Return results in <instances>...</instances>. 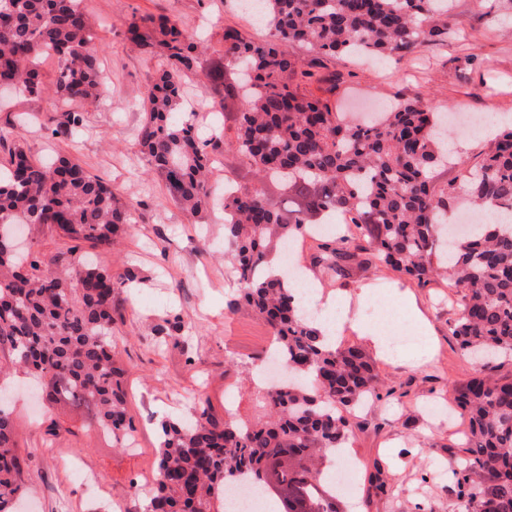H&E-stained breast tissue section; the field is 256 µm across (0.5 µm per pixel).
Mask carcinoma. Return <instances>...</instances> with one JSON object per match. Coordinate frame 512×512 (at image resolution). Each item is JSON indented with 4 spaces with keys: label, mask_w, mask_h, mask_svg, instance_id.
Here are the masks:
<instances>
[{
    "label": "carcinoma",
    "mask_w": 512,
    "mask_h": 512,
    "mask_svg": "<svg viewBox=\"0 0 512 512\" xmlns=\"http://www.w3.org/2000/svg\"><path fill=\"white\" fill-rule=\"evenodd\" d=\"M254 16L268 29L254 41L224 28V58L240 68L242 107L234 126L201 139L185 115L182 76L196 70L198 39L168 18L129 22L128 39L164 61L150 77L139 152L170 199L194 217L211 207L216 155L232 151L258 175L285 181L292 201L280 207L265 194L224 193V243L232 256L244 307L270 328L275 358L299 381L267 387L268 413L254 422L216 417L207 406L193 420H164L155 486L143 512H224L226 487L247 484L275 500L277 512H340L322 489L320 466L344 447L350 424L343 412L373 397L393 398L359 348L329 347L300 314L288 273L270 263L288 241L324 215L342 213L366 246L393 271L426 286L442 275L461 294L450 324L462 350L494 369L512 355V221L475 224L439 255V225L448 223L456 181L434 180L447 164L440 118L413 102L398 103L376 121L353 123L301 88L311 72L292 54L307 46L315 63L336 54L402 57L424 41L448 38L450 0H257ZM94 23L81 0H0V83L30 97L46 89L38 59L58 62L51 95L56 134L83 121L78 107L94 105L103 84ZM224 104V66L206 72ZM0 174V353L6 366L33 372L46 398L62 387L71 404L88 409L91 425L125 446L135 431L123 378L114 360L116 300L135 282L128 274L86 260L78 243L110 246L136 223L133 204L78 159L35 161L19 144ZM475 209L512 211V125L465 170ZM47 226L67 245L69 264L12 250L13 226ZM342 235L321 246L332 272L346 256ZM468 417L465 456L452 472L458 506L466 512H512V380L477 376L455 390ZM23 458L10 412L0 407V512H12L22 489Z\"/></svg>",
    "instance_id": "1"
}]
</instances>
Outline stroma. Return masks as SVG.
<instances>
[{
	"mask_svg": "<svg viewBox=\"0 0 512 512\" xmlns=\"http://www.w3.org/2000/svg\"><path fill=\"white\" fill-rule=\"evenodd\" d=\"M450 30L444 43H425L415 52L379 61L347 55L325 58L306 85L314 95L352 115L384 103L421 100L436 113L471 112L512 115V0H452ZM98 30L100 60L109 75L100 105L84 110L83 121L68 135L54 134L48 98L30 99L0 91V129L12 131L34 159L68 154L77 158L137 208V222L112 247L98 248V265L123 273L134 268L140 280L118 303L114 326L116 358L126 370L127 407L138 441L119 448L109 435L89 430L83 410L41 404L33 395L34 377L14 371L0 377L11 388L8 406L16 439L26 460L25 512H142L143 486L153 478L159 446L157 423L182 419L200 403L216 415L233 411L252 421L266 412L262 391L250 370L261 366L272 336L253 314L231 311L236 293L224 260V212L216 208L194 218L165 199L163 182L146 170L137 139L143 123L142 100L158 58L143 53L125 36L132 16L176 20L208 47L201 67L182 81L187 107L197 109L202 136L231 124L240 96L213 103L206 68L224 53V29L264 39L265 26L242 12L237 0H83ZM261 191L280 205L288 189L267 178L257 180L235 154L219 158L212 178L216 193L225 181ZM317 241L300 242L293 262L323 294L356 300L370 286L374 298L363 305L364 321H397L406 344L383 358L372 343L345 331L342 344L357 345L373 359L382 378L394 385L399 400L372 401L367 412H352L353 434L345 451L355 468V492L341 496L342 512H454L456 494L448 469L463 454L466 421L451 410L454 390L482 372L449 330L460 296L447 280L425 287L386 266L369 263L355 252L329 276L317 264ZM413 301L428 325L418 335L405 308ZM180 316L189 328L179 344H159L154 325ZM97 473L102 492L90 491L70 460ZM381 474L385 492L371 486Z\"/></svg>",
	"mask_w": 512,
	"mask_h": 512,
	"instance_id": "35a3bbf8",
	"label": "stroma"
}]
</instances>
